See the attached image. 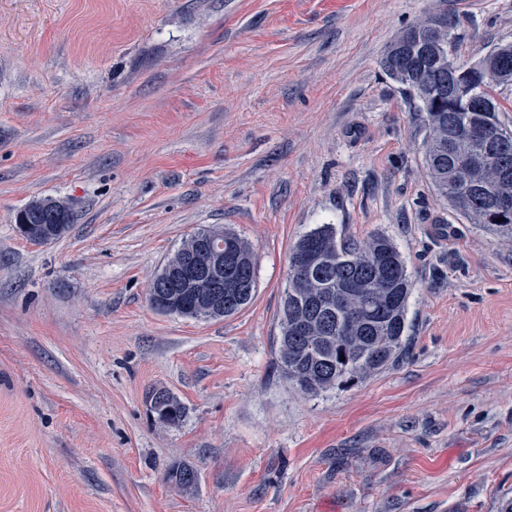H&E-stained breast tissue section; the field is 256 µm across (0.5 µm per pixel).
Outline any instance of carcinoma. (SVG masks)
<instances>
[{
  "label": "carcinoma",
  "instance_id": "obj_1",
  "mask_svg": "<svg viewBox=\"0 0 512 512\" xmlns=\"http://www.w3.org/2000/svg\"><path fill=\"white\" fill-rule=\"evenodd\" d=\"M402 42L388 46L381 65L386 75L418 112L426 115L424 163L440 197L470 224H488L500 197L512 194V143L503 146L501 104L496 86L512 84V44H498L468 67L463 78L470 108L455 110L437 93L448 77V55L456 53L448 17L429 15L401 32ZM482 129L480 138L471 135ZM17 228L34 241H55L70 228L69 208L54 198L23 207ZM231 245L237 287L224 299L207 301L209 288H188L178 278L185 259L197 252L203 237ZM288 285L278 312L276 358L283 378L301 391L317 395L358 382L379 372L400 353L408 338V302L412 280L394 240L378 233L358 244L334 224H320L293 245L288 258ZM256 257L251 246L222 227L198 231L183 241L153 280L149 300L158 312L190 319H218L238 314L254 299ZM162 400L164 422L185 415L180 399L163 389L148 396L152 412ZM168 479L183 486L197 482V472L172 466Z\"/></svg>",
  "mask_w": 512,
  "mask_h": 512
}]
</instances>
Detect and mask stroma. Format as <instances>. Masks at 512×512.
Returning a JSON list of instances; mask_svg holds the SVG:
<instances>
[{
    "label": "stroma",
    "mask_w": 512,
    "mask_h": 512,
    "mask_svg": "<svg viewBox=\"0 0 512 512\" xmlns=\"http://www.w3.org/2000/svg\"><path fill=\"white\" fill-rule=\"evenodd\" d=\"M432 13L458 62L512 42V0H0V512L512 500V239L437 196L424 115L381 66ZM44 197L71 226L36 244L15 214ZM319 224L388 234L414 290L406 353L309 395L275 349L289 250ZM214 226L257 253L252 303L154 310L164 262ZM159 397L162 400L161 402L163 404V408L166 409V412H164V419H162V422H166L169 424H178L180 421H182L185 415L184 405L177 396L163 389L154 390L148 396L151 411L154 414H156L157 418L160 420L161 416V414L157 411L156 405L157 399Z\"/></svg>",
    "instance_id": "35a3bbf8"
}]
</instances>
